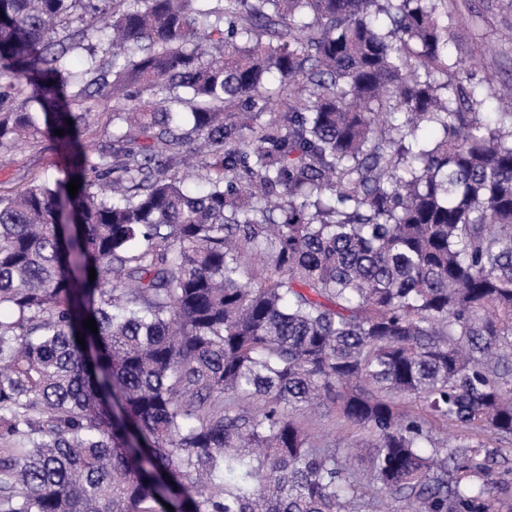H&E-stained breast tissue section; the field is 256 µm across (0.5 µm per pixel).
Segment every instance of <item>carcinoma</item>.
Segmentation results:
<instances>
[{
    "label": "carcinoma",
    "mask_w": 512,
    "mask_h": 512,
    "mask_svg": "<svg viewBox=\"0 0 512 512\" xmlns=\"http://www.w3.org/2000/svg\"><path fill=\"white\" fill-rule=\"evenodd\" d=\"M28 87L0 150L61 129L70 162L0 194V512H363L314 406L408 512H502L512 104L480 117L446 0H0ZM112 108L98 107L87 126L80 129V141L97 149H109L112 144ZM298 419L312 433L318 434L332 432L328 438L318 441L321 445L336 448L341 456L347 459L349 476L361 479L366 483L368 473L369 448L371 437L364 430L336 429V411L325 412L317 410L303 411Z\"/></svg>",
    "instance_id": "obj_1"
}]
</instances>
